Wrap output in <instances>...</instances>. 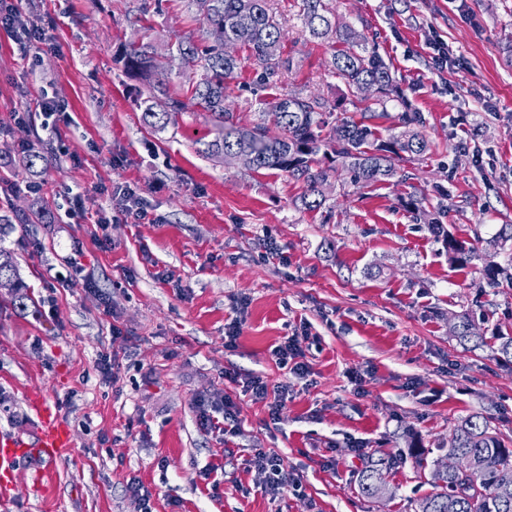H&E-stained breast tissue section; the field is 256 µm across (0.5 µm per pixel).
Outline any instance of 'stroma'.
Returning <instances> with one entry per match:
<instances>
[{"label": "stroma", "instance_id": "35a3bbf8", "mask_svg": "<svg viewBox=\"0 0 512 512\" xmlns=\"http://www.w3.org/2000/svg\"><path fill=\"white\" fill-rule=\"evenodd\" d=\"M144 3L157 51L193 30L167 0H18V25L38 27L50 54H21L0 27V209L50 213L42 224L0 226V248L27 286L0 288V432L35 436L38 392L72 438L41 489L32 481L40 459H16L0 512H141L126 491L132 478L152 492L153 512H413L458 421L479 413L512 437V363L448 334L464 311L478 314L483 336L512 330V282L484 285L487 263L512 265V246L454 267L428 227L439 220L472 247L512 224V0H329L403 93L380 133L418 112L431 149L404 163L403 181L363 186L331 173L317 210L301 206L302 186L287 173L203 154L210 124L196 106L171 114L164 131L144 125L140 85L117 61L140 38ZM274 8L299 65L271 90L243 64L227 103L244 125L273 93L331 106L345 90L330 71L334 44L305 35L296 0ZM432 31L456 61L447 71L432 64ZM44 96L66 107L52 126L38 107ZM26 145L42 156L31 171ZM116 182L140 187L151 221H114ZM71 189L83 195L82 216L67 214ZM416 193L426 197L420 213L405 206ZM271 240L282 257L268 254ZM240 297L248 305L228 350L224 325ZM305 322L311 374L302 378L271 351ZM112 352L115 382L95 366ZM228 367L287 386L279 420L225 384ZM217 387L238 403L241 436L196 425L193 400ZM356 440L394 459L392 497L360 494ZM255 448L280 454L300 491L266 495L242 464Z\"/></svg>", "mask_w": 512, "mask_h": 512}]
</instances>
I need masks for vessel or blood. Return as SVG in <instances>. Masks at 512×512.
<instances>
[{
	"label": "vessel or blood",
	"instance_id": "obj_1",
	"mask_svg": "<svg viewBox=\"0 0 512 512\" xmlns=\"http://www.w3.org/2000/svg\"><path fill=\"white\" fill-rule=\"evenodd\" d=\"M71 445L70 434L60 422L53 407L48 402L40 404V426L34 445H27L19 436H0V483L9 484L13 475L6 468V460L23 454L26 448H33L35 455L41 457L46 464H55L66 448Z\"/></svg>",
	"mask_w": 512,
	"mask_h": 512
}]
</instances>
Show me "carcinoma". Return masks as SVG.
Wrapping results in <instances>:
<instances>
[{
  "label": "carcinoma",
  "instance_id": "obj_1",
  "mask_svg": "<svg viewBox=\"0 0 512 512\" xmlns=\"http://www.w3.org/2000/svg\"><path fill=\"white\" fill-rule=\"evenodd\" d=\"M184 4L189 18L199 23L198 32L178 39L168 52L159 53L147 41L151 25L143 26L141 41L132 43L120 54L125 74L146 89L144 124L163 130L169 115L187 108L185 99L206 112L212 138L203 142L202 153L227 160L239 151L254 156V168L278 169L302 183L301 203L307 209L325 204L321 187L329 173L340 165L362 184L388 182L399 173V163L420 157L430 150L429 141L419 131L425 118L419 112H403L399 124L404 130L386 140L379 136L377 120L387 116L385 99L397 92L391 71L383 58L351 25L341 21L327 0H300L299 16L305 32L317 40H333L336 51L331 59L333 73L345 85L342 100L357 99L351 116H344L332 127L333 136H322L326 104L317 97L280 94L263 103L259 119L243 127L226 108L227 85L241 69L242 59L225 54L227 44H236L248 52L247 60L266 84H278L285 72L295 67L294 57L285 52V33L273 0H176ZM179 68L184 81L179 87L170 83L173 67ZM363 85L377 89V97L368 102L357 97ZM280 134H269V125ZM442 238L451 264L464 265L475 250L452 237L439 221L430 224ZM512 280V273L489 264L485 284L495 288L500 277ZM22 288L9 252L0 249V287ZM451 336L466 348L483 343L474 333V319L468 313L457 316ZM498 358L512 362V332L497 331ZM448 457L460 458L472 468V479L460 489L457 476L444 470L438 474L434 491L415 503L414 512H512V438L496 431L488 417L472 415L454 426ZM391 460L378 459L358 473V486L368 498L393 493L386 475Z\"/></svg>",
  "mask_w": 512,
  "mask_h": 512
}]
</instances>
